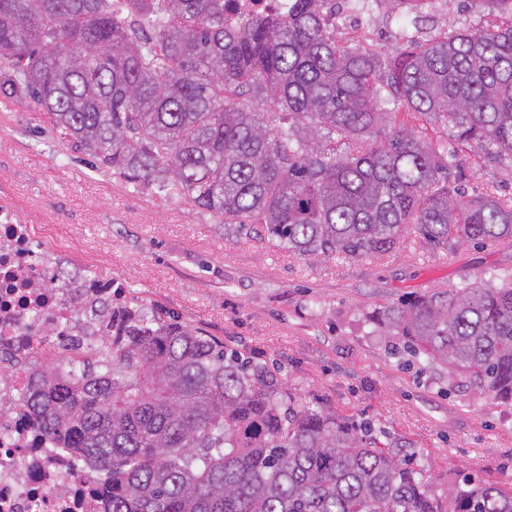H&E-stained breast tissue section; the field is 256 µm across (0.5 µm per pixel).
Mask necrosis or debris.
<instances>
[{"instance_id":"1","label":"necrosis or debris","mask_w":512,"mask_h":512,"mask_svg":"<svg viewBox=\"0 0 512 512\" xmlns=\"http://www.w3.org/2000/svg\"><path fill=\"white\" fill-rule=\"evenodd\" d=\"M122 302L95 263L65 270L0 210V512H100V480L48 443L23 395L49 365L81 374Z\"/></svg>"}]
</instances>
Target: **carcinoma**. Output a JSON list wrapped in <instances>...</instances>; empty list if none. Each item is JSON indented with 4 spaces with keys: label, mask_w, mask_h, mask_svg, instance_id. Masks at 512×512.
I'll return each mask as SVG.
<instances>
[{
    "label": "carcinoma",
    "mask_w": 512,
    "mask_h": 512,
    "mask_svg": "<svg viewBox=\"0 0 512 512\" xmlns=\"http://www.w3.org/2000/svg\"><path fill=\"white\" fill-rule=\"evenodd\" d=\"M324 0L245 25L225 0H0V103L33 102L123 179L302 256L512 246V199L468 196L448 132L512 164V26L470 21L396 55L336 41ZM443 129L430 138L402 111ZM391 355L512 405V278L478 277L366 317ZM104 478L103 512H512L470 478L448 510L410 444L305 403L276 372L159 311L112 308V343L24 396Z\"/></svg>",
    "instance_id": "1"
}]
</instances>
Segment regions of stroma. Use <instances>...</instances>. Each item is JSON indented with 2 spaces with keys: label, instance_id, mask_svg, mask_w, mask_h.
Masks as SVG:
<instances>
[{
  "label": "stroma",
  "instance_id": "35a3bbf8",
  "mask_svg": "<svg viewBox=\"0 0 512 512\" xmlns=\"http://www.w3.org/2000/svg\"><path fill=\"white\" fill-rule=\"evenodd\" d=\"M467 20L503 27L512 14L481 11L477 0H430L404 30L389 0H374L370 39L345 26L334 33L342 45L394 53ZM463 175L468 193L512 197V173L486 158L468 156ZM0 206L41 226L54 255L95 261L126 286L130 305L238 345L306 401L411 442L436 494L464 474L512 486V406L449 390L419 362L388 354L363 323L382 305L481 274L512 276V247L470 243L442 257L409 239L359 261L259 249L225 236L192 204L97 167L31 102L0 107Z\"/></svg>",
  "mask_w": 512,
  "mask_h": 512
}]
</instances>
